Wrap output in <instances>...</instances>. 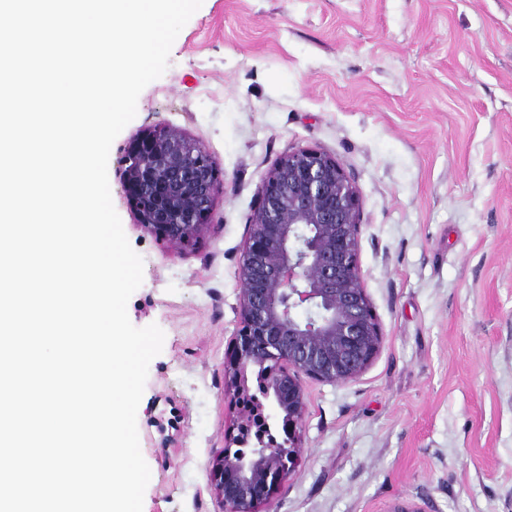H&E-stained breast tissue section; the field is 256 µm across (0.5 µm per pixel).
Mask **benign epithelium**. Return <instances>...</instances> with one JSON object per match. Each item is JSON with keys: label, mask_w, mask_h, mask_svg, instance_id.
I'll return each instance as SVG.
<instances>
[{"label": "benign epithelium", "mask_w": 512, "mask_h": 512, "mask_svg": "<svg viewBox=\"0 0 512 512\" xmlns=\"http://www.w3.org/2000/svg\"><path fill=\"white\" fill-rule=\"evenodd\" d=\"M120 164L138 225L166 250L209 231L224 186L198 144L164 125L131 141ZM247 227L240 325L224 365L233 429L210 466L224 512H256L295 474L303 380L355 383L385 340L358 259L357 190L335 157L313 147L288 150L263 175ZM280 418L288 421L282 440L274 434ZM386 512H431L430 500H396Z\"/></svg>", "instance_id": "1"}]
</instances>
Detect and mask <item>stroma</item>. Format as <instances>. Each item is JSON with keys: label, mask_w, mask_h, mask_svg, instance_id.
Wrapping results in <instances>:
<instances>
[{"label": "stroma", "mask_w": 512, "mask_h": 512, "mask_svg": "<svg viewBox=\"0 0 512 512\" xmlns=\"http://www.w3.org/2000/svg\"><path fill=\"white\" fill-rule=\"evenodd\" d=\"M212 157L213 228L162 252L121 186L157 124ZM314 147L353 179L359 262L386 340L355 383L303 382L302 453L273 512H512V0H203L108 160L157 324L137 411L143 512H222L210 461L233 422L224 362L262 175Z\"/></svg>", "instance_id": "obj_1"}]
</instances>
